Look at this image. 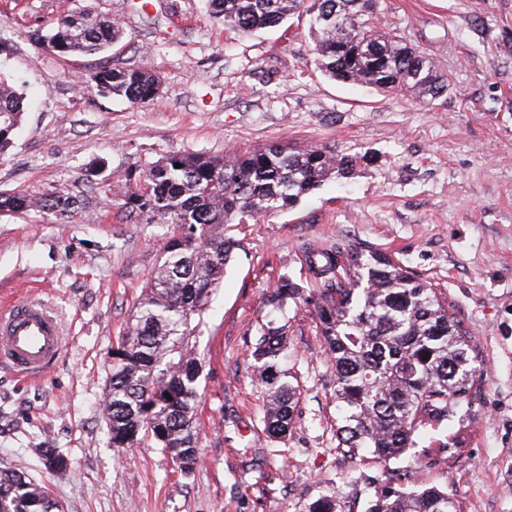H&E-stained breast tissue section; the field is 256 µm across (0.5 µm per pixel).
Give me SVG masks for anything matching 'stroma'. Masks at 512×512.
Masks as SVG:
<instances>
[{"label":"stroma","mask_w":512,"mask_h":512,"mask_svg":"<svg viewBox=\"0 0 512 512\" xmlns=\"http://www.w3.org/2000/svg\"><path fill=\"white\" fill-rule=\"evenodd\" d=\"M123 29L104 57H59L25 30L64 10ZM380 23L452 79L427 106L343 84L315 66L309 16L248 35L207 0H0V74L32 104L5 158L0 191L79 195L66 219L0 213V295L32 293L58 312L65 349L38 384L0 364V470L47 484L64 512H365L368 482L448 487L465 512H512V0H381ZM152 68L158 102L102 97L100 59ZM273 143L356 156L291 210L231 224L238 240L193 342L202 362L199 464L183 473L155 448H113L103 419L110 352L132 319L174 227L146 224L116 192L174 151L222 156ZM361 245L435 284L469 331L481 375L454 461L385 471L336 447L334 379L306 309L288 312V366L299 384L287 441L264 430V388L249 346L262 298L282 276L311 287L309 247ZM68 460L46 470L37 449Z\"/></svg>","instance_id":"obj_1"}]
</instances>
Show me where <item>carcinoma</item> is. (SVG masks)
Returning a JSON list of instances; mask_svg holds the SVG:
<instances>
[{"label": "carcinoma", "mask_w": 512, "mask_h": 512, "mask_svg": "<svg viewBox=\"0 0 512 512\" xmlns=\"http://www.w3.org/2000/svg\"><path fill=\"white\" fill-rule=\"evenodd\" d=\"M224 27L249 34L283 24L303 9L312 17L311 51L318 68L346 84L410 96L432 106L450 79L392 29L377 23L379 0H209ZM35 43L58 56L97 55L122 38L112 18L66 10L47 29L28 30ZM87 83L100 95L153 103L158 76L145 67L116 68L102 61ZM25 97L0 78V159L12 147ZM356 157L324 147L236 151L222 157L172 152L139 173L120 195L119 208L147 224H174L161 264L145 285L135 322L116 344L117 359L103 418L117 449L148 444L183 471L198 463L196 406L201 361L192 343L193 316L208 303L233 260L237 241L228 224H247L293 208L333 174L347 175ZM182 167L177 168L175 164ZM81 199L0 193V212L53 211L64 215ZM307 289L282 277L265 296V319L254 330L250 357L265 387L262 423L284 440L295 423L299 390L283 367L290 307L312 314L329 354L339 409L336 447L351 456L368 452L384 465L448 460L467 445L462 430L448 433L458 408L474 399L480 378L468 330L433 285L390 256L369 247H311ZM436 431L435 447L418 449ZM44 466L67 460L36 448ZM0 512H62L50 489L22 472L0 471ZM366 512H463L448 489L373 486Z\"/></svg>", "instance_id": "obj_1"}]
</instances>
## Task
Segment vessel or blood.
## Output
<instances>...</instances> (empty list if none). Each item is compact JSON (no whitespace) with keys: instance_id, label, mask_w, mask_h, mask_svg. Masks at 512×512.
I'll return each instance as SVG.
<instances>
[{"instance_id":"vessel-or-blood-1","label":"vessel or blood","mask_w":512,"mask_h":512,"mask_svg":"<svg viewBox=\"0 0 512 512\" xmlns=\"http://www.w3.org/2000/svg\"><path fill=\"white\" fill-rule=\"evenodd\" d=\"M56 315L39 299L0 306V362L25 382L44 377L63 351Z\"/></svg>"}]
</instances>
